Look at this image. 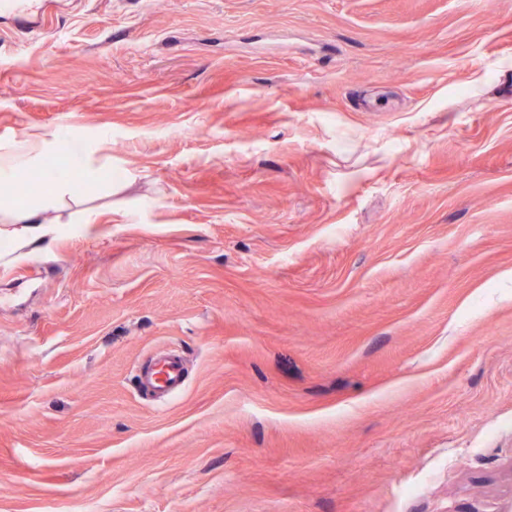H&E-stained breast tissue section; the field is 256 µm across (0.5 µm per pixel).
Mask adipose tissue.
<instances>
[{
	"mask_svg": "<svg viewBox=\"0 0 512 512\" xmlns=\"http://www.w3.org/2000/svg\"><path fill=\"white\" fill-rule=\"evenodd\" d=\"M87 157L82 152H74L70 167L61 168L52 172L49 183L52 188L51 196L43 201L1 199L0 222L4 224H39L43 221L44 212L53 206L57 199L73 196L79 193L81 183L76 179L75 173L79 170H88Z\"/></svg>",
	"mask_w": 512,
	"mask_h": 512,
	"instance_id": "adipose-tissue-1",
	"label": "adipose tissue"
}]
</instances>
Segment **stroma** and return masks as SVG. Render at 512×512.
<instances>
[{
    "label": "stroma",
    "mask_w": 512,
    "mask_h": 512,
    "mask_svg": "<svg viewBox=\"0 0 512 512\" xmlns=\"http://www.w3.org/2000/svg\"><path fill=\"white\" fill-rule=\"evenodd\" d=\"M41 27L0 19V155L112 177L0 223V512H512V0ZM139 385L167 399L182 391L184 382L180 358L165 355L137 376Z\"/></svg>",
    "instance_id": "obj_1"
}]
</instances>
